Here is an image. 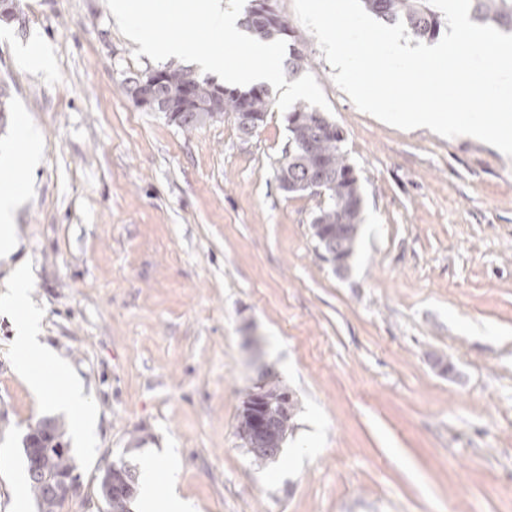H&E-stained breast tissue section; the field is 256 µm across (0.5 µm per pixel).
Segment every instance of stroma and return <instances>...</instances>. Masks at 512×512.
Instances as JSON below:
<instances>
[{"instance_id":"35a3bbf8","label":"stroma","mask_w":512,"mask_h":512,"mask_svg":"<svg viewBox=\"0 0 512 512\" xmlns=\"http://www.w3.org/2000/svg\"><path fill=\"white\" fill-rule=\"evenodd\" d=\"M18 5L0 24V142L22 120L42 154L0 288L11 263L29 269L40 341L87 402L71 416L40 402L0 312V512H36L22 439L45 417L82 483L68 512H100L104 462L129 448L140 464L166 454L157 501L174 487L201 512H512V161L360 111L293 0H275L359 179L340 273L311 229L323 197L274 177L286 114L249 136L230 114L184 133L128 96L155 63L106 0ZM265 365L299 409L259 467L236 426Z\"/></svg>"}]
</instances>
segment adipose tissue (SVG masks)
Listing matches in <instances>:
<instances>
[{
  "label": "adipose tissue",
  "instance_id": "obj_1",
  "mask_svg": "<svg viewBox=\"0 0 512 512\" xmlns=\"http://www.w3.org/2000/svg\"><path fill=\"white\" fill-rule=\"evenodd\" d=\"M0 307L15 314L13 341L19 355L18 368L31 390L40 397L51 398L52 393L46 387L41 373L34 369L35 364L50 361L55 366L59 380L67 384L69 404L83 402L85 399L83 383L73 376L67 363L56 359L38 339L40 316L30 301L29 278L24 267L14 268L6 291L0 294Z\"/></svg>",
  "mask_w": 512,
  "mask_h": 512
}]
</instances>
